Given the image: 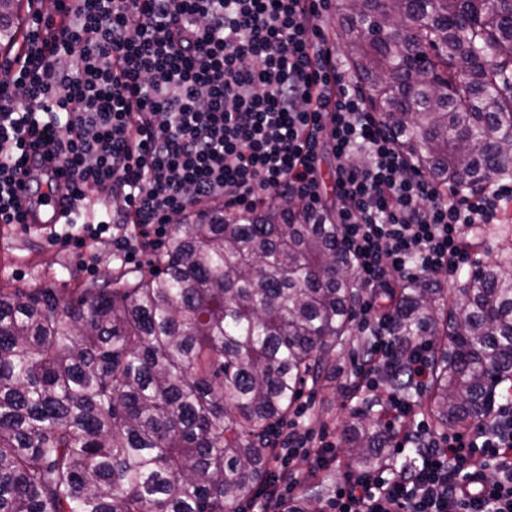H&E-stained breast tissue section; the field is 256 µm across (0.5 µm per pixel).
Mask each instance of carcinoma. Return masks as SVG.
<instances>
[{"mask_svg": "<svg viewBox=\"0 0 512 512\" xmlns=\"http://www.w3.org/2000/svg\"><path fill=\"white\" fill-rule=\"evenodd\" d=\"M351 74L406 161L478 191L512 156V0H338ZM448 309L433 279L380 312L432 342L428 389L388 377L441 428L512 401V262L468 276ZM360 297L326 211L281 201L176 224L148 275L67 298L0 288V512H240L266 484L270 436L306 383L336 370ZM368 400L342 435L359 469L392 458ZM323 485L280 512H321Z\"/></svg>", "mask_w": 512, "mask_h": 512, "instance_id": "obj_1", "label": "carcinoma"}]
</instances>
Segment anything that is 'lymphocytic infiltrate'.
Listing matches in <instances>:
<instances>
[{"instance_id": "1", "label": "lymphocytic infiltrate", "mask_w": 512, "mask_h": 512, "mask_svg": "<svg viewBox=\"0 0 512 512\" xmlns=\"http://www.w3.org/2000/svg\"><path fill=\"white\" fill-rule=\"evenodd\" d=\"M320 0H74L38 14L18 67L0 71V224L25 221L16 191L28 136L67 172L65 185L33 179L76 207L90 192L112 203L103 221L67 225L97 239L123 228L126 262L162 245L188 210L223 197L228 212H257L288 199L323 207L319 161L335 167V221L366 291L355 319L368 343L351 381L373 390L378 375L431 377V347L407 348L374 297L469 261L467 237L511 193L495 182L480 200L441 196L419 179L342 66ZM280 453L259 512H277L305 479L296 456L325 460L311 427L275 435ZM413 448L414 469L379 467L338 484L324 512H512V405L497 404L470 432L425 421L390 436Z\"/></svg>"}]
</instances>
